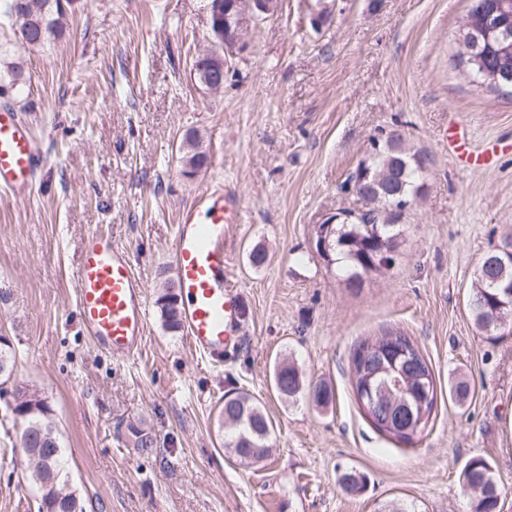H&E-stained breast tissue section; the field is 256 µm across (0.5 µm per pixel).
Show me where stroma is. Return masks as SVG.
<instances>
[{"label": "stroma", "mask_w": 512, "mask_h": 512, "mask_svg": "<svg viewBox=\"0 0 512 512\" xmlns=\"http://www.w3.org/2000/svg\"><path fill=\"white\" fill-rule=\"evenodd\" d=\"M470 0H278L207 90L194 64L210 45L208 0H73L65 31L29 48L0 26V69L23 70L0 108L19 112L44 164L27 197L0 192V336L15 379L38 389L58 422L70 487L88 512H469L459 474L494 466L512 512V327L479 331L468 287L490 246L512 232V97L455 68ZM326 22L312 25L315 13ZM488 163L459 162L446 129ZM197 131L206 167L186 176L178 146ZM401 132L427 159V192L409 211L391 267L352 288L311 246L315 224L355 206L341 190L373 141ZM239 197L229 228L230 282L244 311L223 362L165 329L157 299L174 275L182 210L212 186ZM100 229L126 248L144 284L142 351L116 358L78 314L81 243ZM265 249L254 266L249 254ZM415 339L437 401L404 445L377 433L354 397L359 341ZM333 400L281 397L277 363ZM465 380L457 404L450 388ZM257 398L273 422L268 457L240 463L218 419L225 394ZM155 444L144 453L132 429ZM0 422V512H37L29 461ZM365 477L349 494L340 477Z\"/></svg>", "instance_id": "1"}]
</instances>
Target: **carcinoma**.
<instances>
[{"mask_svg": "<svg viewBox=\"0 0 512 512\" xmlns=\"http://www.w3.org/2000/svg\"><path fill=\"white\" fill-rule=\"evenodd\" d=\"M66 10L60 0H5L0 8V23L8 27L13 36L32 48L43 47L58 39L64 29L63 18ZM481 59L474 60L462 52L454 56L455 66L465 68L478 79L498 66L495 49L483 45ZM179 150L183 153L184 166L194 173L206 163L207 155L201 150L193 133H186ZM424 156L411 151L403 135L397 131L379 143V151L370 152L360 161L357 170L369 175L372 189L366 195L364 211L356 217H343L333 225L330 235V257L327 265L333 266L339 275L350 284H359L372 274L388 268L386 260L395 257L402 243V215L384 213L392 209L393 196L388 186L396 182L399 195L411 199L424 191L428 169L423 167ZM177 279L164 282L162 293L157 299L164 327L172 332L182 328L181 308L172 293ZM512 287V262L497 264L490 268L488 275L474 277L469 287L471 316L480 329H485L498 312L501 302L512 303L502 285ZM402 339L389 342L391 349L379 360L375 356L359 360L355 366L356 388L368 390L376 406L373 421L380 434L391 439H402V430L409 426L424 429L434 406L427 408V418L419 421L415 407L416 393L410 386L419 373H434L425 356L397 364L392 370L396 348ZM275 388L286 400L294 401L305 391L304 380L295 365L281 363L274 374ZM22 402L19 413L10 415L7 409L0 410L3 419H12L19 430V441L26 454L38 452V461L31 463L30 481L39 493L37 512H86L81 494L70 488L62 476L60 467L63 449L57 436L56 420L46 398L38 391L22 383L15 385ZM219 421L230 430L225 447L235 449L242 462L255 464L267 457L264 449L270 447L273 424L265 409L249 393L239 391L224 401ZM463 493L470 498V512H497L502 489L489 463L483 457L469 459L460 472ZM343 490L357 493L364 487V476L349 471L340 478Z\"/></svg>", "mask_w": 512, "mask_h": 512, "instance_id": "carcinoma-1", "label": "carcinoma"}]
</instances>
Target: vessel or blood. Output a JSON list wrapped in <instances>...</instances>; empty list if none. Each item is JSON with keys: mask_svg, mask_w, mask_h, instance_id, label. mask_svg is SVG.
<instances>
[{"mask_svg": "<svg viewBox=\"0 0 512 512\" xmlns=\"http://www.w3.org/2000/svg\"><path fill=\"white\" fill-rule=\"evenodd\" d=\"M42 165L27 125L17 112L0 108V190L30 195ZM240 200L208 188L193 209L178 217L173 243L182 325L191 348L223 358L237 343L242 326L239 299L229 286L232 254L228 227L237 223ZM78 305L84 330L119 358L139 354L147 330L144 285L134 275L128 252L100 232L83 241L76 270Z\"/></svg>", "mask_w": 512, "mask_h": 512, "instance_id": "obj_1", "label": "vessel or blood"}]
</instances>
